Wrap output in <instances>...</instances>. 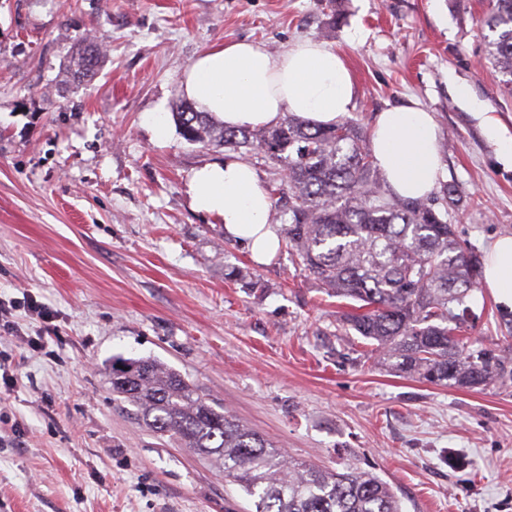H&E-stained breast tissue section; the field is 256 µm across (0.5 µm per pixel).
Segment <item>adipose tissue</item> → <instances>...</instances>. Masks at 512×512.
Segmentation results:
<instances>
[{
	"mask_svg": "<svg viewBox=\"0 0 512 512\" xmlns=\"http://www.w3.org/2000/svg\"><path fill=\"white\" fill-rule=\"evenodd\" d=\"M181 90L228 128L273 126L288 114L331 126L356 107V83L344 55L316 39L280 53L258 42H224L192 62ZM370 147L397 196L420 199L434 190L441 169L439 129L419 103L380 112ZM187 193L193 208L223 224L226 237L244 242L256 263L277 253L270 196L251 165L235 157L205 165L193 173ZM482 283L502 309L512 311V236L489 246Z\"/></svg>",
	"mask_w": 512,
	"mask_h": 512,
	"instance_id": "adipose-tissue-1",
	"label": "adipose tissue"
}]
</instances>
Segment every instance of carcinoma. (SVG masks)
Returning a JSON list of instances; mask_svg holds the SVG:
<instances>
[{
    "mask_svg": "<svg viewBox=\"0 0 512 512\" xmlns=\"http://www.w3.org/2000/svg\"><path fill=\"white\" fill-rule=\"evenodd\" d=\"M480 28L493 33L485 58L512 87V0H494ZM100 60L99 44L84 41L71 69L90 77ZM173 116L190 143L261 151L288 173L276 187L288 196V209L272 210L281 245L328 296L356 302L336 335L362 337L390 371L435 385L485 386L504 373V350L462 338L482 256L462 246L444 220L454 188L445 185L424 199L394 195L362 128L350 119L323 127L290 114L274 127L230 129L187 102ZM112 400L132 405L152 432L216 463L257 498V512H401L377 476L284 458L155 359L113 361Z\"/></svg>",
    "mask_w": 512,
    "mask_h": 512,
    "instance_id": "1",
    "label": "carcinoma"
}]
</instances>
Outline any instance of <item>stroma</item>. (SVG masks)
<instances>
[{"instance_id":"obj_1","label":"stroma","mask_w":512,"mask_h":512,"mask_svg":"<svg viewBox=\"0 0 512 512\" xmlns=\"http://www.w3.org/2000/svg\"><path fill=\"white\" fill-rule=\"evenodd\" d=\"M491 0H0V298L16 308L0 366V512H255L254 499L190 449L114 401V359L153 357L287 458L353 465L386 482L402 512H512V372L457 389L390 372L345 308L279 249L266 265L187 194L224 149L178 128L182 72L228 40L281 52L314 38L342 52L351 112L419 101L443 143L447 220L485 252L512 235V159L455 84L512 138V93L483 56ZM101 45L87 82L67 78L81 40ZM238 267L249 280L232 281ZM53 315L44 323L28 299ZM466 337L512 349V311L474 292ZM47 336L45 352L22 339Z\"/></svg>"}]
</instances>
